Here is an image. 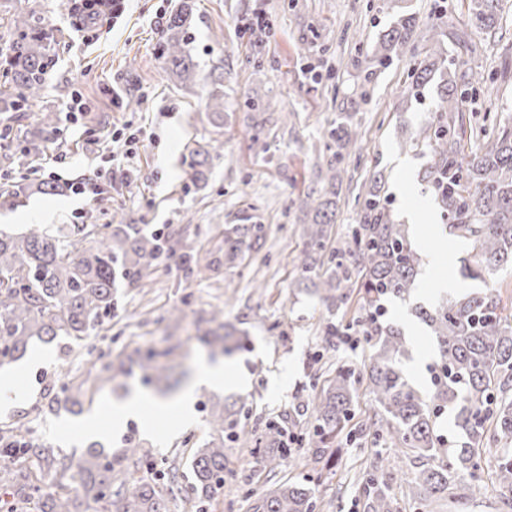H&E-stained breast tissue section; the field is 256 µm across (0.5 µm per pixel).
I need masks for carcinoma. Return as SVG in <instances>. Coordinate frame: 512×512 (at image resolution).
I'll list each match as a JSON object with an SVG mask.
<instances>
[{"label": "carcinoma", "mask_w": 512, "mask_h": 512, "mask_svg": "<svg viewBox=\"0 0 512 512\" xmlns=\"http://www.w3.org/2000/svg\"><path fill=\"white\" fill-rule=\"evenodd\" d=\"M24 0L25 9L14 19L8 73L13 91L0 96V111L21 112L40 98L46 84L52 35L44 18ZM470 24L478 32L495 29L501 0H472ZM193 11L185 0L170 20L162 45L167 61L182 81L193 80L185 25ZM415 16L401 13L365 56L370 66L390 65L410 51L417 31ZM432 43L419 63L414 80L401 91L408 104L442 69L448 81L436 111L417 136L429 150L422 180L448 216L449 234L471 240L474 253L463 277L478 280L484 275L512 268V114L486 112L481 118L465 112L473 94L490 93L493 87L483 72L466 62L448 59L438 24L431 23ZM326 150L328 188L313 189L301 200L311 214L301 231L298 284L327 310L347 307L353 291L360 294L359 315L347 325L326 322L321 329L324 350L336 349L340 331L359 327L374 353L356 368L336 367V376L313 396L297 402L286 418L269 420L261 433L241 425L242 408L218 399L209 409L208 439L189 460L187 496L205 512L214 495L224 488V449L250 445L262 468H274L292 457L288 438L308 448L313 463L325 459L343 432L350 441L374 439L394 452L404 449L420 460L410 477L408 501L423 507L440 498L470 501L486 493L483 448L495 446L500 457L494 485L512 494V324L503 315L499 296L460 294L417 315L430 328L439 360L429 368L431 389L424 396L403 370L406 340L401 329L387 319V304L409 298L421 264L406 225L393 219L381 196V178L372 175L362 186L357 223L345 238L328 248L331 227L336 223V198L342 191L347 160L361 150L358 132L344 118L328 130ZM210 153L195 154L193 180L206 179ZM35 189L44 194L58 191L50 181H18L12 197ZM224 225V259H210L195 252L181 235L137 224H75L67 232L51 233L40 225L13 236L0 231V365L16 360L31 341L67 336L82 340L115 307L120 285H137L160 270L162 261L179 255L188 275L206 278L219 266L242 265L246 255L261 250L265 226ZM246 337L208 331L201 341L211 357L228 356L240 349ZM137 364L147 382L170 386V367L157 354L137 348ZM102 382L127 376L131 369L120 360L104 366ZM372 396L374 416L348 429L354 418V399L359 387ZM454 415L459 438L447 444L438 433L439 419ZM301 425L305 432L293 428ZM126 448L89 450L75 465L74 494L38 485L32 468L54 460L53 450L24 438L0 446V474L9 482L10 495L27 505V512H86L93 501L102 512H171L170 502L142 478L115 483L114 471L123 461L140 462L151 451L132 438ZM36 458V466L27 464ZM389 459L378 457L361 479L364 512H401L392 493L400 477L388 471ZM315 488L307 480H286L263 491L253 500L252 512H315Z\"/></svg>", "instance_id": "cac0c4a2"}]
</instances>
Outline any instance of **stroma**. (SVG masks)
<instances>
[{
  "mask_svg": "<svg viewBox=\"0 0 512 512\" xmlns=\"http://www.w3.org/2000/svg\"><path fill=\"white\" fill-rule=\"evenodd\" d=\"M40 2L54 30L52 67L45 92L31 110L0 112V133L6 137L0 145V229L26 230L36 223L33 209L41 203L56 209L45 224L53 232L73 224L118 220L186 233L196 251L215 255L224 246L225 225L237 223L240 216H252L266 228L265 245L248 266L199 280L185 276L178 257L168 258L156 281L120 289L115 310L90 336L81 341L62 336L44 344L49 358L29 372L24 397L0 406V431L15 428L53 448L57 462L46 470L45 479L58 491L73 488L66 464L90 447L70 434V427L85 415L107 417L124 390L143 387L136 375L126 378L122 389L102 383L89 376V366L126 357L140 346L164 352L169 363L197 365L207 354L200 337L211 326L214 307H222L225 320L249 333V344L231 358L248 383L229 391L244 402L241 422L249 429L262 428L267 420L291 411L299 398L311 393L312 375L325 380L345 360L360 364L372 355L371 345L362 341L353 349L339 346L315 361V353L323 352L321 326L329 314L296 286L304 219L300 202L310 189L321 186L326 134L339 113L352 114L365 149L349 161L350 180L343 183L338 202L337 236H345L354 223L358 191L373 172L383 174L382 189L397 222L405 221L406 203L399 184L409 185L428 204L408 223L409 232L415 237L429 230L435 257L423 259L410 298L392 304L388 312L406 336V362H413L420 349L435 346L415 309L438 303L443 296L440 280L471 293L493 290L512 311L511 273L484 280L462 277L461 266L470 258L472 244L449 234L447 217L421 179L428 156L416 143V132L435 109L443 76H434L409 107H402L398 97L425 57L427 23L437 15L449 54L496 78V94L478 96L469 111L512 113V0H503L500 20L489 34L470 28V0H400L394 11L383 8L382 0H194L187 34L196 76L186 83L170 74L161 47L182 0H128L120 23L102 25L98 41L90 46L81 43L66 0ZM258 3L266 9L271 27L256 38L240 23ZM399 12L418 19L415 50L378 72L369 103L357 104L365 75L364 65L356 61L357 49L370 47ZM302 47L309 50L308 60L298 55ZM257 60L263 63L258 76L253 73ZM336 62L340 70L327 76V68ZM308 63L322 72V80L305 73ZM115 89L122 95L117 107L112 104ZM76 90L90 106L81 126L67 125L61 134L51 133L42 122L43 113L65 112ZM216 90L224 94L220 119L206 110L207 98ZM254 96L272 104L258 130L252 127L249 105ZM127 123L149 135L130 162V184L108 189L96 201L67 186L54 195L12 197L15 182L34 178L36 170L48 164L56 165L70 182L95 178L108 136ZM21 137L40 147L25 166L13 155ZM217 143L222 150L211 157L206 182L195 183L188 167L190 153ZM174 305L185 310L177 324L164 320ZM213 395V390L196 389L195 418L180 429L169 428L163 416L153 431L132 419L122 433L101 440L104 448L116 449L122 437L129 436L151 450L153 467L127 461L122 470L155 479L171 501V512H194L185 497L188 463L207 436L205 418ZM383 451L381 443L370 439L343 441L328 463L308 465L305 449L298 448L293 464L270 473L257 465L249 449H225L224 489L208 512H250L257 493L287 478L310 480L318 497L316 512H363L358 476Z\"/></svg>",
  "mask_w": 512,
  "mask_h": 512,
  "instance_id": "obj_1",
  "label": "stroma"
}]
</instances>
